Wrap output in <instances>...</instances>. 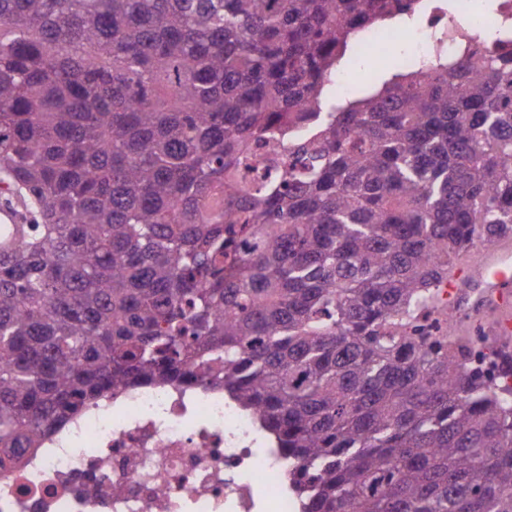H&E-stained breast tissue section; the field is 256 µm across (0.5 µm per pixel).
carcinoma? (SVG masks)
<instances>
[{
    "label": "carcinoma",
    "mask_w": 512,
    "mask_h": 512,
    "mask_svg": "<svg viewBox=\"0 0 512 512\" xmlns=\"http://www.w3.org/2000/svg\"><path fill=\"white\" fill-rule=\"evenodd\" d=\"M417 0H0V467L110 389L255 411L300 512H512V347L448 335L512 238V43L326 97ZM276 143L273 157L252 146ZM491 248H498L502 250H511L512 252V240L509 243L498 245L495 247L486 248L480 245H476L473 248L463 251L456 255L452 260L450 274H454L459 269L475 270L481 264L485 253Z\"/></svg>",
    "instance_id": "cac0c4a2"
}]
</instances>
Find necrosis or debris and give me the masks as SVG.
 I'll return each instance as SVG.
<instances>
[{"label": "necrosis or debris", "mask_w": 512, "mask_h": 512, "mask_svg": "<svg viewBox=\"0 0 512 512\" xmlns=\"http://www.w3.org/2000/svg\"><path fill=\"white\" fill-rule=\"evenodd\" d=\"M420 0L411 28L389 27L411 69L469 45L512 40V0ZM0 472V512H298L288 464L257 415L204 384L108 391L21 449Z\"/></svg>", "instance_id": "obj_1"}]
</instances>
